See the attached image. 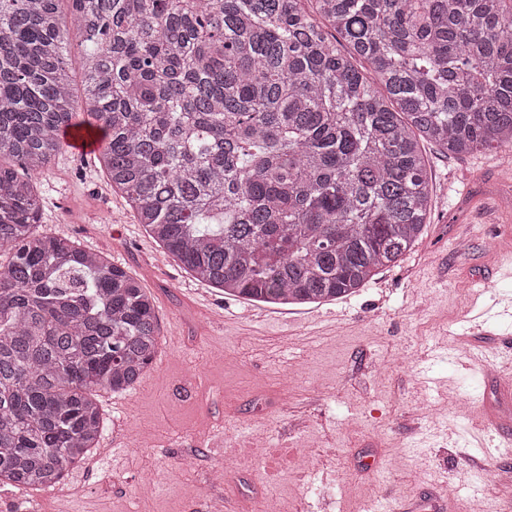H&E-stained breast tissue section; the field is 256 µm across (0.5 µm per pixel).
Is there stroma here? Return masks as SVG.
<instances>
[{
	"mask_svg": "<svg viewBox=\"0 0 512 512\" xmlns=\"http://www.w3.org/2000/svg\"><path fill=\"white\" fill-rule=\"evenodd\" d=\"M430 222L399 267L355 296L279 307L227 298L197 282L136 224L92 158L64 150L39 189V232L102 252L155 300L161 353L136 388L102 397L104 435L144 432L62 488L74 512H208L204 475L222 439L253 449L221 490L230 512H259L255 488L284 512H512V401L497 396V358L512 355V278L495 263L512 249V151L450 156L426 146ZM488 282L473 298L477 279ZM477 346L478 370L447 354ZM497 407L503 426L475 422L455 400ZM330 454H321V447ZM314 452L309 471L287 452ZM478 470V485L455 483Z\"/></svg>",
	"mask_w": 512,
	"mask_h": 512,
	"instance_id": "obj_1",
	"label": "stroma"
}]
</instances>
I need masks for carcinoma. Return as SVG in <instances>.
Wrapping results in <instances>:
<instances>
[{
	"label": "carcinoma",
	"mask_w": 512,
	"mask_h": 512,
	"mask_svg": "<svg viewBox=\"0 0 512 512\" xmlns=\"http://www.w3.org/2000/svg\"><path fill=\"white\" fill-rule=\"evenodd\" d=\"M0 0V487L99 448L97 392L160 345L153 298L37 231L63 131L198 282L279 305L358 293L423 235L420 147L512 149V0ZM80 39L83 95L66 62Z\"/></svg>",
	"instance_id": "obj_1"
}]
</instances>
